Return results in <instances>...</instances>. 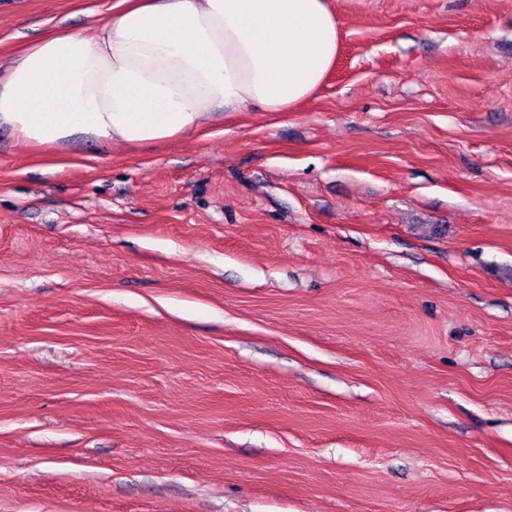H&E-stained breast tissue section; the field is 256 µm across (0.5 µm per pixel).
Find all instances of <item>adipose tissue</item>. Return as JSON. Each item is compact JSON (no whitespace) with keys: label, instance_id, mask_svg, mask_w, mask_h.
I'll return each instance as SVG.
<instances>
[{"label":"adipose tissue","instance_id":"1","mask_svg":"<svg viewBox=\"0 0 512 512\" xmlns=\"http://www.w3.org/2000/svg\"><path fill=\"white\" fill-rule=\"evenodd\" d=\"M326 0H114L94 38L51 32L0 78V128L36 145L171 139L221 112H289L336 61Z\"/></svg>","mask_w":512,"mask_h":512}]
</instances>
